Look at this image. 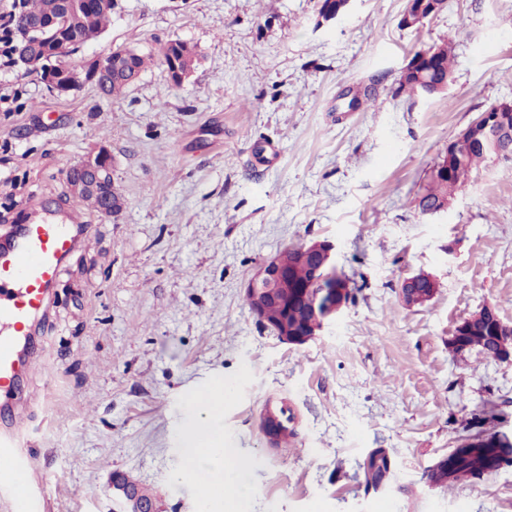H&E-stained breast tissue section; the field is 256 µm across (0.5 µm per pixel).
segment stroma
Here are the masks:
<instances>
[{
  "instance_id": "obj_1",
  "label": "stroma",
  "mask_w": 512,
  "mask_h": 512,
  "mask_svg": "<svg viewBox=\"0 0 512 512\" xmlns=\"http://www.w3.org/2000/svg\"><path fill=\"white\" fill-rule=\"evenodd\" d=\"M405 4L355 0L322 25L317 0H117L72 57L149 58L110 99L91 82L52 92L0 52V235L72 208L68 168L103 148L123 202L64 262L36 327L46 370L15 400L41 512H124L119 475L161 512H225L186 472L195 397L221 383L217 428L251 461L224 475L239 512H512V468L450 488L424 478L484 401L499 405L485 429L512 438V363L448 345L484 306L512 323V157L474 170L447 213L414 203L449 142L512 99V0H447L418 29L401 27ZM447 39V91H401L414 54ZM173 40L199 56L179 87L160 62ZM364 88L371 100L348 109ZM325 238L363 288L308 344L280 343L244 288L289 245ZM422 271L437 293L407 307L400 283ZM282 400L297 436L273 447L260 419ZM376 448L393 475L369 491Z\"/></svg>"
}]
</instances>
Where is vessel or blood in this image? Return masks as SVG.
<instances>
[{
	"mask_svg": "<svg viewBox=\"0 0 512 512\" xmlns=\"http://www.w3.org/2000/svg\"><path fill=\"white\" fill-rule=\"evenodd\" d=\"M93 227L76 212L16 225L0 239V398H11L23 375L37 364L28 354L30 326L48 307L61 263ZM22 416L11 413L0 426V496L16 512H35V498L22 492L26 471Z\"/></svg>",
	"mask_w": 512,
	"mask_h": 512,
	"instance_id": "b4317fda",
	"label": "vessel or blood"
}]
</instances>
